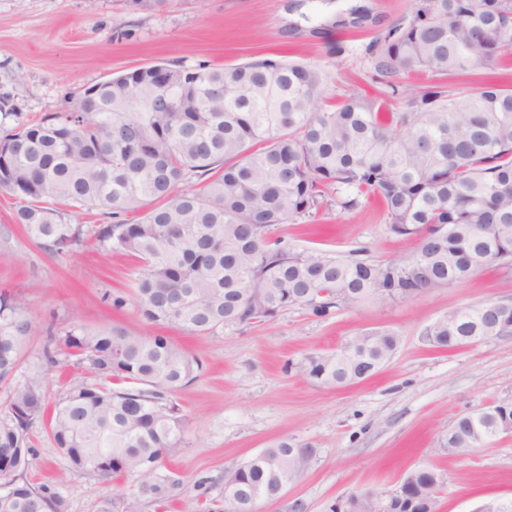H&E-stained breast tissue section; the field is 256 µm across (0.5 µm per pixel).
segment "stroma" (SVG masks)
Returning a JSON list of instances; mask_svg holds the SVG:
<instances>
[{"instance_id": "stroma-1", "label": "stroma", "mask_w": 512, "mask_h": 512, "mask_svg": "<svg viewBox=\"0 0 512 512\" xmlns=\"http://www.w3.org/2000/svg\"><path fill=\"white\" fill-rule=\"evenodd\" d=\"M362 3L371 18L359 29L335 27L337 13ZM415 0H170L154 12L130 10L125 0H0V98L10 115L0 136L16 126L64 109L68 91L112 74L162 60L229 67L255 58L285 57L315 65L327 101L358 86L382 95L363 53L380 31L409 14ZM125 38H117V31ZM19 198L0 192V291L24 297L30 334L18 377H47L48 403L63 380L45 357L47 326L118 327L137 334L154 328L131 297L137 265L122 253L101 254L87 239L70 256L44 252L14 220ZM298 246L372 260L405 257L411 241L389 232L380 204L354 210L322 207L315 217L276 226ZM123 294L119 311L105 293ZM487 301H512V275L489 267L454 286L415 299L382 304L364 300L317 317L301 308L274 319L211 336L172 330L175 343L201 368L174 395L186 419L185 439L167 468L185 484L164 506L142 501L140 512H203L193 485L211 480L210 498L234 467L279 439L313 448L314 455L285 496L259 512H288L302 500L307 512H330L351 491L386 492L410 470L443 473L436 512H477L490 500H512V433L460 457L441 450L461 415L512 402V336L439 348L422 331L449 310ZM390 329L400 337L389 363L356 384L320 387L302 374L309 354L340 349L357 333ZM36 456L27 473L36 485L60 483L69 512H98L108 494L132 495L130 480L97 483L74 471L43 427L32 433Z\"/></svg>"}]
</instances>
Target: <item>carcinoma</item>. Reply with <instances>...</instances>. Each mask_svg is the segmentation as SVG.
I'll list each match as a JSON object with an SVG mask.
<instances>
[{
  "instance_id": "carcinoma-1",
  "label": "carcinoma",
  "mask_w": 512,
  "mask_h": 512,
  "mask_svg": "<svg viewBox=\"0 0 512 512\" xmlns=\"http://www.w3.org/2000/svg\"><path fill=\"white\" fill-rule=\"evenodd\" d=\"M370 18L363 4L338 27ZM512 50V0H416L365 55L385 98L357 89L325 108L324 77L308 64L261 58L232 67L159 62L66 96L67 110L0 138V190L22 200L16 223L54 257L88 235L105 253L139 261L135 299L155 325L209 336L299 307L317 317L364 299L410 300L461 283L496 264L512 273V86L497 75ZM480 67L483 85L457 79ZM413 72L427 80L403 90ZM94 88L91 101L86 91ZM168 112L148 111L162 91ZM196 182L176 190L183 183ZM354 210L369 193L383 202L390 233L416 243L385 262L300 248L270 229L311 218L326 194ZM96 208L111 224H70L64 209ZM138 213L136 222L126 217ZM30 333L23 299L0 293V381L13 377ZM435 347L512 336V302L449 311L422 333ZM48 362L65 371L51 410L45 379L16 382L0 419V512H68L54 487L26 478L39 423L71 467L98 480L130 477L140 497L163 503L183 482L166 459L184 444L175 392L199 363L162 334L74 326L50 334ZM396 333L372 330L335 352L307 356L319 386L348 385L392 358ZM512 433V403L459 417L442 440L458 456ZM312 449L280 440L224 471L221 500L206 512H259L306 468ZM442 474L414 469L403 490L435 512ZM342 512H380L379 495L350 492ZM100 512H138L135 498H105Z\"/></svg>"
}]
</instances>
